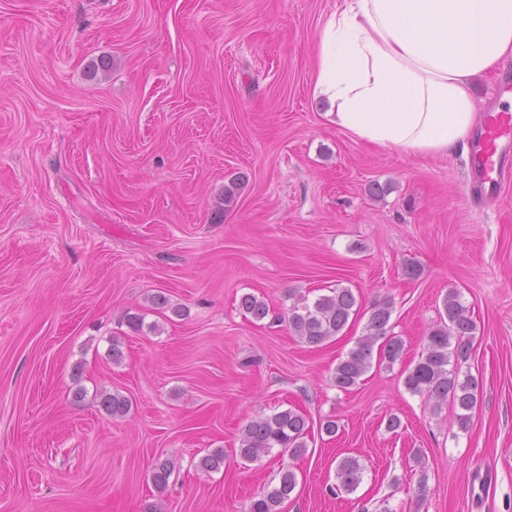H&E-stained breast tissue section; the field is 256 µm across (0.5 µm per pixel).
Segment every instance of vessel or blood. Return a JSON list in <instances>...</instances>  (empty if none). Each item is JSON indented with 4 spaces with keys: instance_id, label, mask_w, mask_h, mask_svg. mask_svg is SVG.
<instances>
[{
    "instance_id": "1",
    "label": "vessel or blood",
    "mask_w": 512,
    "mask_h": 512,
    "mask_svg": "<svg viewBox=\"0 0 512 512\" xmlns=\"http://www.w3.org/2000/svg\"><path fill=\"white\" fill-rule=\"evenodd\" d=\"M470 182L484 197H499L512 181V114L490 107L484 110L468 157Z\"/></svg>"
}]
</instances>
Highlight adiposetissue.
<instances>
[{"mask_svg": "<svg viewBox=\"0 0 512 512\" xmlns=\"http://www.w3.org/2000/svg\"><path fill=\"white\" fill-rule=\"evenodd\" d=\"M512 59V0H344L315 90L337 127L403 155L448 153L474 124V79Z\"/></svg>", "mask_w": 512, "mask_h": 512, "instance_id": "1", "label": "adipose tissue"}]
</instances>
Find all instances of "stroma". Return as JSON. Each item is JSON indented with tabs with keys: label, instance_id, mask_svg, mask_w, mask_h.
<instances>
[{
	"label": "stroma",
	"instance_id": "1",
	"mask_svg": "<svg viewBox=\"0 0 512 512\" xmlns=\"http://www.w3.org/2000/svg\"><path fill=\"white\" fill-rule=\"evenodd\" d=\"M337 3L0 0V512H248L283 460H242L241 433L289 408L309 429L282 512H512V183L472 204L466 146L408 157L336 127L314 66ZM332 288L358 301L341 334L281 323ZM452 288L477 325L465 430L404 386ZM376 301L404 352L341 390ZM345 456L363 479L338 493Z\"/></svg>",
	"mask_w": 512,
	"mask_h": 512
}]
</instances>
